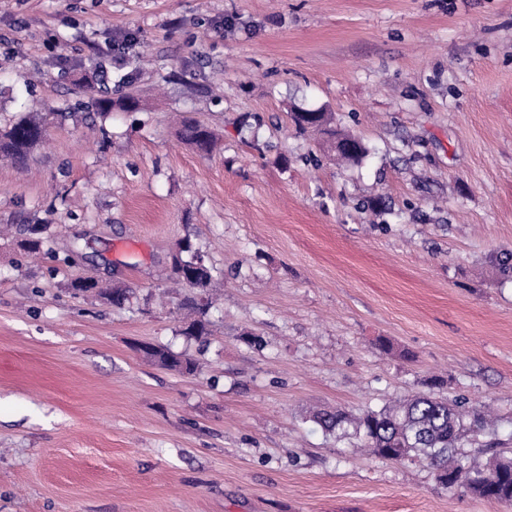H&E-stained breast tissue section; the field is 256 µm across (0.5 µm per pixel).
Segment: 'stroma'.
Returning a JSON list of instances; mask_svg holds the SVG:
<instances>
[{
	"mask_svg": "<svg viewBox=\"0 0 512 512\" xmlns=\"http://www.w3.org/2000/svg\"><path fill=\"white\" fill-rule=\"evenodd\" d=\"M86 76L139 110L80 104ZM27 112L55 118L27 169L0 159V224L45 227L36 259L0 238V512H512L310 419L439 376L497 419L468 463L512 448V0H0V129ZM310 110H296L294 112H290V119L294 123L296 129L300 131H307L308 129H312L314 131H320L329 136H336V133L342 136L345 140H349L351 142L353 153L339 152V157L350 160V161H359L362 156L366 152V148L362 141L359 139L343 134L341 132L336 131V129L331 128V124L333 123V117L331 113L328 112H316V116H312L314 112H309ZM181 137L198 151L203 149V153H209L215 141L214 133L209 127L191 120L184 123ZM189 253L188 259L176 256L173 263L174 280L182 284L184 287L202 289L206 294L205 303L202 304L198 299L193 300L191 307L193 309L204 310L209 307V296L211 288H213L212 267L207 263L206 257L199 250L193 249L190 240H186L180 247V253ZM206 268V273L195 274L199 268ZM194 275V276H193ZM73 291L81 293H87L92 290H97V295L101 297H107V300L115 305H122L128 299V288H122L121 286H113L112 288H103L99 285L96 286H84L81 280H76L71 283ZM98 288V289H97Z\"/></svg>",
	"mask_w": 512,
	"mask_h": 512,
	"instance_id": "1",
	"label": "stroma"
}]
</instances>
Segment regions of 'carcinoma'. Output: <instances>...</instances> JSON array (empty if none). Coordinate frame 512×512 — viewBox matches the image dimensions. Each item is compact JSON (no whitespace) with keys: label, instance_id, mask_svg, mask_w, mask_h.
Returning <instances> with one entry per match:
<instances>
[{"label":"carcinoma","instance_id":"cac0c4a2","mask_svg":"<svg viewBox=\"0 0 512 512\" xmlns=\"http://www.w3.org/2000/svg\"><path fill=\"white\" fill-rule=\"evenodd\" d=\"M100 112H110L117 106L132 112L138 109V98L127 95L117 102L108 97L96 99ZM296 129H312L329 136L336 135L331 128L333 117L328 112L311 115L307 110L290 113ZM48 116L25 115L8 129L0 131V155L19 166L25 165L34 147L42 143L48 135ZM183 140L205 153L211 151L215 136L213 131L195 121H187L181 130ZM180 251L189 253L183 259L174 258V280L185 287L200 289L210 294L213 288L212 267L199 250L185 241ZM73 291L87 293L97 290V295L107 298L115 305H122L128 299V289L120 286L98 289L85 286L81 281L71 283ZM147 357L172 360L171 368L194 372L197 365L190 359L181 360L159 346H151ZM443 382L435 380L431 390L418 393L379 410H368L361 416L351 419L346 412L324 411L313 415V422L325 432L334 433L343 425L351 424L357 438L356 447L369 448L380 458L396 462L410 461L425 465L433 473L436 482L445 490L463 488L491 504L512 503V458L494 456L485 465L463 463L460 448L469 432L495 430V422L488 412L470 408L466 402H448L440 397L436 389Z\"/></svg>","mask_w":512,"mask_h":512}]
</instances>
